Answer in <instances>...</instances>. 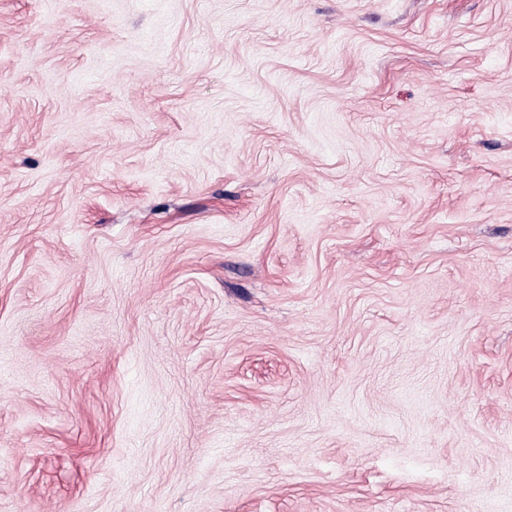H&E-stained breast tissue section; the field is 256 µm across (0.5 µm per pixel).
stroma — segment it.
I'll list each match as a JSON object with an SVG mask.
<instances>
[{"label": "stroma", "instance_id": "35a3bbf8", "mask_svg": "<svg viewBox=\"0 0 512 512\" xmlns=\"http://www.w3.org/2000/svg\"><path fill=\"white\" fill-rule=\"evenodd\" d=\"M0 512H512V0H0Z\"/></svg>", "mask_w": 512, "mask_h": 512}]
</instances>
